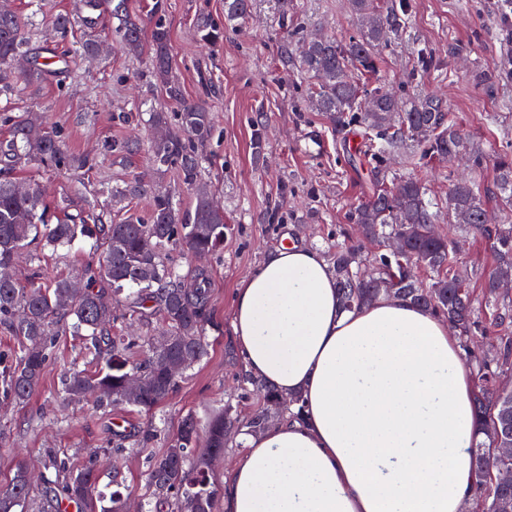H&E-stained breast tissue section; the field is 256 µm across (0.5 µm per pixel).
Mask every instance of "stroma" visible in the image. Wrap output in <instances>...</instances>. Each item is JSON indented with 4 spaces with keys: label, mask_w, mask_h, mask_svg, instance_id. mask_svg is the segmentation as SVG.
<instances>
[{
    "label": "stroma",
    "mask_w": 512,
    "mask_h": 512,
    "mask_svg": "<svg viewBox=\"0 0 512 512\" xmlns=\"http://www.w3.org/2000/svg\"><path fill=\"white\" fill-rule=\"evenodd\" d=\"M81 0H50L42 14H34L31 0H0V9L34 16L28 30L33 51L45 45L64 50L86 38L99 41L93 57L74 56L66 72L39 81L29 78L31 58H22L13 89L0 95V112L37 113L65 133V145L77 156L89 157L91 167L66 175L33 161L14 172L15 182L36 189L49 211L70 205L72 211L95 204L101 185H109L149 167L148 145L153 137L149 117L164 108L170 124H177L175 106L164 104L160 88L149 73L147 56L126 55L114 30L118 20L112 0H103L94 29L73 27L60 33L55 17L79 10ZM170 31L173 73L189 99H203L213 115L214 132L204 149L202 180L224 210L228 230L223 247L199 258L173 249L169 258L180 273L202 265L210 272L207 357L188 370L175 391L152 413L127 405L100 410L92 403L73 405L59 392V378L70 368L94 373L98 364L81 352L82 340L66 332L56 336L51 360L39 386L25 402L0 399V485L14 474L16 459H24L32 474L26 512H58L46 497L48 454L70 469L83 468L91 450H99L98 491L110 497L120 491L128 512H145L152 498L146 460L159 454L178 430L185 415L199 423L223 413L226 407L246 413L255 408L240 396L244 362L233 330V297L240 282L283 241L309 246L319 254L354 238L346 219L349 208L365 200L375 181L374 164L366 153V137L359 127L333 136L322 113L311 110L313 78H299L289 69L282 50L289 41L276 0H251L245 19L226 20L224 0H165ZM307 30L339 38L357 34L349 0H297ZM501 0H409L410 23L403 34L382 49L381 82L386 88L418 97L433 93L442 98L451 118L469 136L470 148L487 159L477 177L479 191L492 188L494 155L512 145V83L487 94L480 72L512 61V38L505 36ZM219 24L223 37L202 41V23ZM428 46L440 62L438 70L409 80L418 47ZM263 118L266 146L254 155L252 123ZM123 137L137 144L133 152L103 155L104 140ZM392 172L417 176L430 197L448 204V190L466 176L460 161L434 162L425 168L393 158ZM439 228L454 241L457 267L474 291L477 316L486 308L481 289L494 264L489 243L477 232L460 234L440 213ZM99 256L90 241L79 239L57 252L29 259L20 256L13 269L27 279L40 267L44 280L77 275ZM156 425L158 437L139 445L130 435ZM125 435V449L114 454L117 435Z\"/></svg>",
    "instance_id": "1"
}]
</instances>
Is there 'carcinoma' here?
Masks as SVG:
<instances>
[{
	"label": "carcinoma",
	"instance_id": "1",
	"mask_svg": "<svg viewBox=\"0 0 512 512\" xmlns=\"http://www.w3.org/2000/svg\"><path fill=\"white\" fill-rule=\"evenodd\" d=\"M350 11L361 24L359 35L304 37V27L295 24L291 37L302 41L296 63L300 73L316 80L313 91L315 111L324 115L332 131L340 133L359 126L373 141L372 160L378 177L371 195L351 207L347 221L358 226L368 240L398 237L405 254L382 255L370 272L362 271L358 248L336 244L328 257L336 277L340 303L349 310L368 304L386 289L409 298L427 311L448 322L462 347L478 331L497 344L496 355L472 363L475 388V416L486 440L471 448L474 486V512H505L504 502L512 505V485L494 483L497 469H512V458H497L495 448L512 442V389L500 401L486 394L487 387L512 382V301L501 296L500 283L512 279V150L495 155L497 199L501 216L492 221L476 184L461 181L448 192V215L452 223L474 230L490 244L495 268L486 276L485 306L491 310L485 325L475 319L473 293L466 278L452 270L453 250L447 238L435 233L436 205L426 198L425 185L417 177H388L387 160L411 148L412 164L438 158L451 160L467 151L469 143L463 129L452 122L443 101L433 95L405 99L390 92L371 78L379 75L380 46L401 35L408 24L406 0H349ZM224 11L231 18L249 15L250 0H224ZM121 48L139 56L148 54L152 74L166 101L178 106L179 128H169L167 113H151L157 135L148 146L153 170L175 173L178 185L196 189L192 209L182 211L174 193L154 189L151 175L142 173L112 187V198L144 197L149 211L144 219L119 223L110 212L100 210L77 214L68 212L51 223L38 212V194L21 190L11 174L36 160L67 173L85 166L86 160L68 153L59 132L31 118L12 122L10 137L0 143V324L11 329L20 341L14 359L0 366V396L18 402L27 400L37 388L49 361L53 337L67 329L84 334V349L100 363L93 375L72 369L60 380L64 398L79 402L93 394L97 405L107 408L127 403L149 412L177 388L179 377L168 376L157 364L165 355L188 370L200 363L209 351L205 324L210 300V273L194 267L190 277L195 284L190 294L183 292L182 277L168 263L166 250L184 248L195 254H209L224 245V211L209 193L200 188L203 150L209 141L213 122L205 102L186 98L182 85L172 76L169 29L165 22L164 0L151 8L150 39L144 38L141 23L124 15L118 30ZM27 44L25 19L13 13H0V93L10 87L12 62L24 56ZM434 55L425 48L415 55L410 76L430 70ZM480 82L493 88L512 80V66L500 65L480 73ZM83 237L102 249L97 263L85 265L79 281L62 278L45 287L36 278L20 283L10 273L20 247L56 251ZM429 274L423 284L417 267ZM132 287L128 308L131 316L146 321L161 317L174 343L163 352L153 350V342L115 336L112 298L125 287ZM140 348L141 358L130 360V351ZM136 369L145 377L139 399L124 396L126 375ZM244 397L260 396L264 407L248 415L232 417L233 436L243 431L264 430L272 416L282 412L292 418L302 413L300 397H293L291 408L281 409L274 387L246 373ZM207 448L196 452L199 428L187 415L168 448L149 460L148 484L158 495L159 504L171 503L172 512H213L216 490L211 481L208 454L223 453L224 416L207 426ZM55 470V496L75 501L93 510L97 480L96 462L73 472L63 461L52 460ZM30 493L25 462L18 461L11 480L0 486V512H20Z\"/></svg>",
	"mask_w": 512,
	"mask_h": 512
}]
</instances>
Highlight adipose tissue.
<instances>
[{"mask_svg": "<svg viewBox=\"0 0 512 512\" xmlns=\"http://www.w3.org/2000/svg\"><path fill=\"white\" fill-rule=\"evenodd\" d=\"M233 333L245 369L302 420L241 439L224 512H460L482 437L464 350L398 295L356 310L314 250L280 244L241 281Z\"/></svg>", "mask_w": 512, "mask_h": 512, "instance_id": "adipose-tissue-1", "label": "adipose tissue"}]
</instances>
